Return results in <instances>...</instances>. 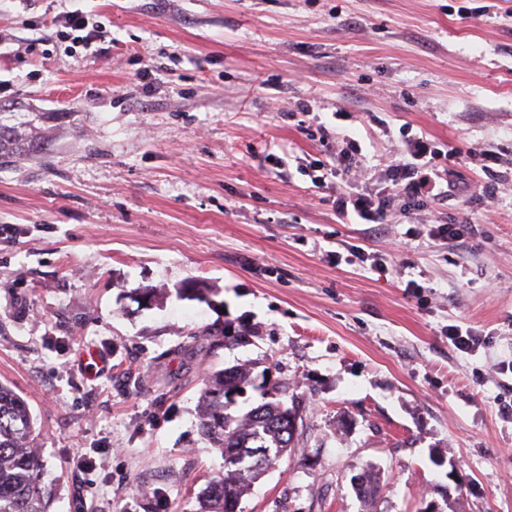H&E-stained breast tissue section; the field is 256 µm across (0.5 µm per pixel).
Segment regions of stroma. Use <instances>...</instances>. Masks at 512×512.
Listing matches in <instances>:
<instances>
[{"instance_id": "stroma-1", "label": "stroma", "mask_w": 512, "mask_h": 512, "mask_svg": "<svg viewBox=\"0 0 512 512\" xmlns=\"http://www.w3.org/2000/svg\"><path fill=\"white\" fill-rule=\"evenodd\" d=\"M64 8L0 0V122L63 115L0 167V382L62 482L52 512H197L224 472L198 399L230 367L253 379L236 414L276 384L298 417L241 512H512V0H83L102 57L57 45ZM320 121L359 141L363 181L401 126L448 144L447 197L343 221L345 175L309 176ZM428 228L427 235L433 240L447 245L461 237L468 229L467 224H424L421 225Z\"/></svg>"}]
</instances>
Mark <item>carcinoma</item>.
<instances>
[{
    "label": "carcinoma",
    "mask_w": 512,
    "mask_h": 512,
    "mask_svg": "<svg viewBox=\"0 0 512 512\" xmlns=\"http://www.w3.org/2000/svg\"><path fill=\"white\" fill-rule=\"evenodd\" d=\"M38 148L37 137L0 122V166ZM247 382L246 373L224 370L214 375L201 394L202 432L223 454L225 469L224 478L204 493L203 512H238L244 492L260 478L248 470L254 450H270L268 463L272 464L290 448L292 436L284 419L287 408L281 401H269L241 419L228 413L230 400L224 388ZM36 438L27 402L0 383V512H49L53 488L44 482V461L34 446ZM378 487L377 474L364 472L362 498H373Z\"/></svg>",
    "instance_id": "carcinoma-1"
}]
</instances>
